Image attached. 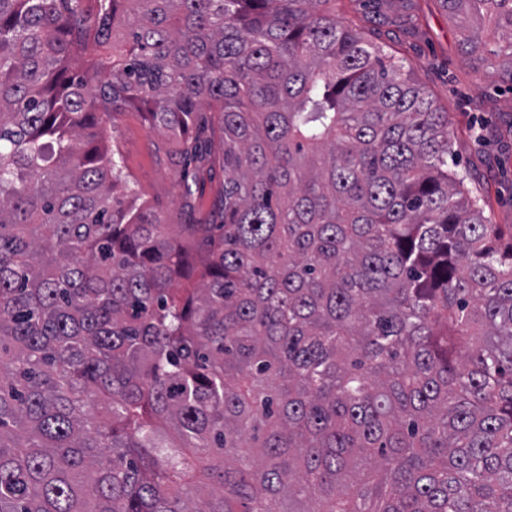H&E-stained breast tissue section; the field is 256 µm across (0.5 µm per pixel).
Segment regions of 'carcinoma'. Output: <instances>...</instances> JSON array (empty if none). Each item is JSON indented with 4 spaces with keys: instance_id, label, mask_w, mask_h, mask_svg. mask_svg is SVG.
I'll use <instances>...</instances> for the list:
<instances>
[{
    "instance_id": "1",
    "label": "carcinoma",
    "mask_w": 512,
    "mask_h": 512,
    "mask_svg": "<svg viewBox=\"0 0 512 512\" xmlns=\"http://www.w3.org/2000/svg\"><path fill=\"white\" fill-rule=\"evenodd\" d=\"M79 2L0 0V512H512V225L448 113L336 0H102L105 81ZM130 107L220 134L211 222L129 189Z\"/></svg>"
}]
</instances>
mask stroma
I'll use <instances>...</instances> for the list:
<instances>
[{
    "mask_svg": "<svg viewBox=\"0 0 512 512\" xmlns=\"http://www.w3.org/2000/svg\"><path fill=\"white\" fill-rule=\"evenodd\" d=\"M336 11L361 26L448 114L449 169L465 175L466 189L490 206L496 223L512 224V85L462 47L464 34L475 35L484 55L502 61L512 57V33L472 12L449 18L438 0H338ZM107 136L131 189L164 223L205 219L224 181L220 138L207 143L203 165L210 174L197 186L200 204L189 218L182 194L196 167L176 157L174 136L132 108L117 115Z\"/></svg>",
    "mask_w": 512,
    "mask_h": 512,
    "instance_id": "35a3bbf8",
    "label": "stroma"
}]
</instances>
